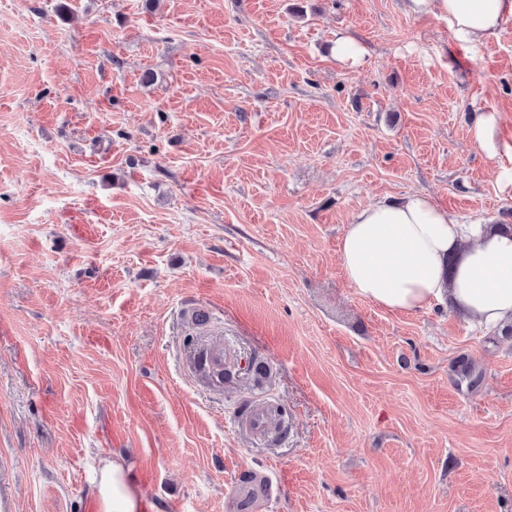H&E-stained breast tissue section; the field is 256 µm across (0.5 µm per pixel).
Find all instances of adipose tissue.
Returning <instances> with one entry per match:
<instances>
[{"mask_svg":"<svg viewBox=\"0 0 512 512\" xmlns=\"http://www.w3.org/2000/svg\"><path fill=\"white\" fill-rule=\"evenodd\" d=\"M417 16L446 21L457 43H486L512 23V0H408ZM472 141L512 185V145L498 138V114L476 115ZM342 269L357 293L414 313L448 300L487 327L512 324V233L460 224L429 196L382 198L357 210L340 244ZM98 512H143V496L121 460L105 459L96 481Z\"/></svg>","mask_w":512,"mask_h":512,"instance_id":"1","label":"adipose tissue"}]
</instances>
